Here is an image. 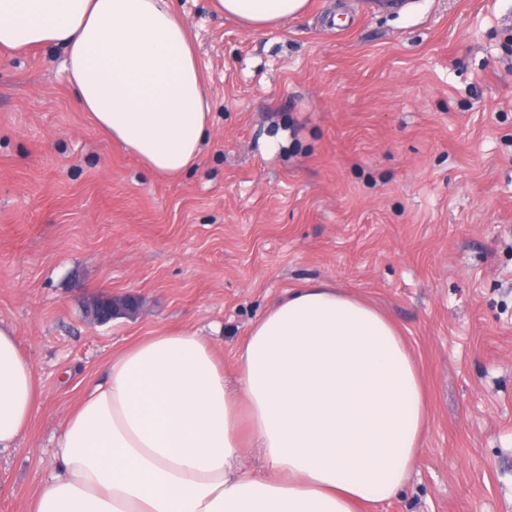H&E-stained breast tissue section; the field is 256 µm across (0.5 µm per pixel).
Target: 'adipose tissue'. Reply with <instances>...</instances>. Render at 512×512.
<instances>
[{
  "label": "adipose tissue",
  "mask_w": 512,
  "mask_h": 512,
  "mask_svg": "<svg viewBox=\"0 0 512 512\" xmlns=\"http://www.w3.org/2000/svg\"><path fill=\"white\" fill-rule=\"evenodd\" d=\"M309 0H211L248 28ZM60 47L92 127L152 173L177 178L209 136L205 82L169 0H0V48ZM40 398L0 321V450L17 449ZM429 412L400 329L325 281L288 290L252 323L226 376L184 329L145 337L63 421L56 469L29 512H377L419 462ZM259 452L264 466L246 465Z\"/></svg>",
  "instance_id": "adipose-tissue-1"
}]
</instances>
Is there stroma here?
I'll use <instances>...</instances> for the list:
<instances>
[{
	"mask_svg": "<svg viewBox=\"0 0 512 512\" xmlns=\"http://www.w3.org/2000/svg\"><path fill=\"white\" fill-rule=\"evenodd\" d=\"M171 4L211 112L175 180L88 124L62 50L0 49V320L41 385L0 512H28L113 355L191 329L232 371L313 281L381 308L421 365L429 431L381 512H512V0H310L260 30ZM126 295L135 313L85 320Z\"/></svg>",
	"mask_w": 512,
	"mask_h": 512,
	"instance_id": "obj_1",
	"label": "stroma"
}]
</instances>
